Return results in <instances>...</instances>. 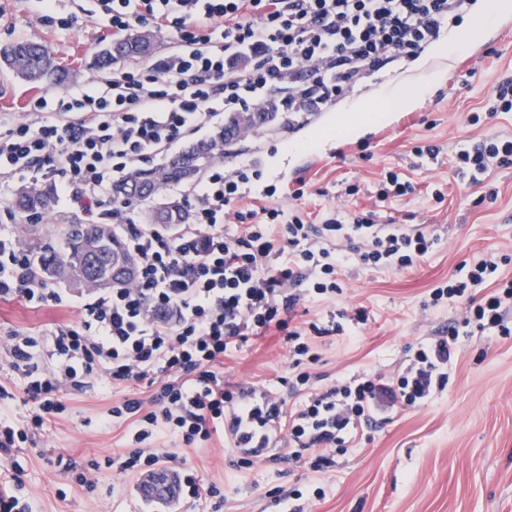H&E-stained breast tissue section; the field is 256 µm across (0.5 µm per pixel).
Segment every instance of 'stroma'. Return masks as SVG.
I'll return each instance as SVG.
<instances>
[{
	"mask_svg": "<svg viewBox=\"0 0 512 512\" xmlns=\"http://www.w3.org/2000/svg\"><path fill=\"white\" fill-rule=\"evenodd\" d=\"M55 12L75 18L74 27L64 30L44 22L42 0H0V45L44 42L69 70L68 79L51 88L28 84L0 65V114L19 118L48 90L78 93L103 81L93 62L112 31L95 0H57ZM478 57L483 60L479 66L474 63ZM435 68L444 74L442 83L427 89L411 108L385 112L366 128L335 136L336 126L354 118L350 104L375 102L388 88L416 84ZM507 71L512 73V30L496 24L445 57L429 46L382 80L364 83L314 114L293 116L282 131L246 134L236 156L227 158L230 166L240 158L258 159L261 175L250 183L252 195L276 185L275 199L285 207L297 179H305L303 207L314 219L334 208H369L379 173L393 168L412 181L415 192L379 208L376 223L424 225L439 237L413 268L347 270L345 293L336 303L365 308L369 320L352 334L319 342L314 371L323 384L363 373L398 372L411 348L446 331L455 313L451 303L424 309L430 290L484 253L512 255V164L491 175L498 197L485 201L480 188L459 189L448 156L480 136V129L466 126V117L481 107L485 92ZM418 141L438 144L442 152L413 168L407 153ZM362 143L370 158H361ZM346 182L359 183L360 194L344 196ZM433 184L441 185L443 203L431 199ZM77 319L74 307L33 309L17 299L1 301L0 337L12 328L45 329ZM224 372L228 382L243 387L279 390L286 411L304 402L303 395L289 393L282 382L288 351L278 332L253 339L225 360ZM448 373L444 391L420 405L397 406L377 429L357 435L347 453L337 456L334 471L314 473L292 460L240 470L233 465L232 448L216 439L190 451L189 462L206 481L223 486L222 512H294L298 507L304 512H512V335L476 331L461 337ZM122 396V389L101 379L65 396L67 412L37 435L35 446L19 452L33 512H89L86 495L71 485L62 463L70 459L83 468L88 461L103 464L106 457L124 452L123 427L100 422ZM97 478L99 496L115 497L120 512H154L152 505L136 499L134 480L116 478L104 466ZM318 487L324 495L317 500L313 491ZM293 489L301 490L309 505L288 498Z\"/></svg>",
	"mask_w": 512,
	"mask_h": 512,
	"instance_id": "1",
	"label": "stroma"
}]
</instances>
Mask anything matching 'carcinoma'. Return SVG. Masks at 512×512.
Segmentation results:
<instances>
[{
    "label": "carcinoma",
    "mask_w": 512,
    "mask_h": 512,
    "mask_svg": "<svg viewBox=\"0 0 512 512\" xmlns=\"http://www.w3.org/2000/svg\"><path fill=\"white\" fill-rule=\"evenodd\" d=\"M154 48V40L146 41L140 33H130L121 40L110 42L96 55L97 69L107 71L123 60L144 58ZM0 62L30 83L54 85L65 77V67L55 61L46 45L39 42L16 41L0 47ZM290 117L286 102L271 104L262 112H229L224 116V125L207 139L181 150L159 166L134 170L122 177L113 187V197L128 203L147 201L155 189L162 191L168 185L189 181L202 174L216 156L227 154L243 133L285 126ZM13 207L23 213L44 217L51 212V190L37 186L26 188L16 195ZM186 219L184 207L172 202L161 203L150 213L152 224H183ZM58 235L64 240L60 249L50 244H32L43 273L93 288H110L131 280V276L121 272L107 274L106 267L112 259L132 261L112 225L71 221L60 225Z\"/></svg>",
    "instance_id": "carcinoma-1"
}]
</instances>
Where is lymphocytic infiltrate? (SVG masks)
Returning <instances> with one entry per match:
<instances>
[{
	"label": "lymphocytic infiltrate",
	"instance_id": "lymphocytic-infiltrate-1",
	"mask_svg": "<svg viewBox=\"0 0 512 512\" xmlns=\"http://www.w3.org/2000/svg\"><path fill=\"white\" fill-rule=\"evenodd\" d=\"M471 0H98L114 36L151 23L174 30L180 49L142 68L112 72L111 80L78 94L34 99L23 119L0 129V186L17 175L46 179L56 196L87 223L105 224L124 210L114 184L151 164L173 143L191 139L216 118L265 104L273 90L307 86L317 105L351 92L387 65L418 56L445 27L470 10ZM512 112V75L488 89L469 125L488 123L478 140L451 157L457 177L480 184L512 163V138L491 130ZM250 162L235 170L216 160L191 186L185 224H127L124 243L134 259L130 283L75 295L42 275L24 236L0 229V301L28 306L77 305V322L53 330L12 329L0 346V407L25 398L23 423L0 420V471L11 483L0 512H31L14 458L47 423L67 410L64 395L102 379L111 386L146 385L148 398L126 396L103 414L104 426L126 428L125 453L77 469L78 486L92 491L100 467L138 479L166 468L178 475L180 500L224 505L215 484L189 466L188 453L213 437L230 440L238 467L281 457L331 471L358 430L382 424L396 405L427 401L448 383L459 330L512 334V277L501 258L480 257L429 293V306L463 308L446 335L418 344L403 372L362 375L316 389L308 367L314 341L365 324L364 309L332 307L343 293L346 267L404 269L437 241L422 227L375 223L371 212L329 211L310 221L297 205L246 204ZM325 305L324 317L299 325L296 309ZM282 332L287 379L303 407L287 415L285 401L266 387L224 380V359L251 337ZM168 436L173 449L158 447ZM289 449L280 455L279 446Z\"/></svg>",
	"mask_w": 512,
	"mask_h": 512
}]
</instances>
